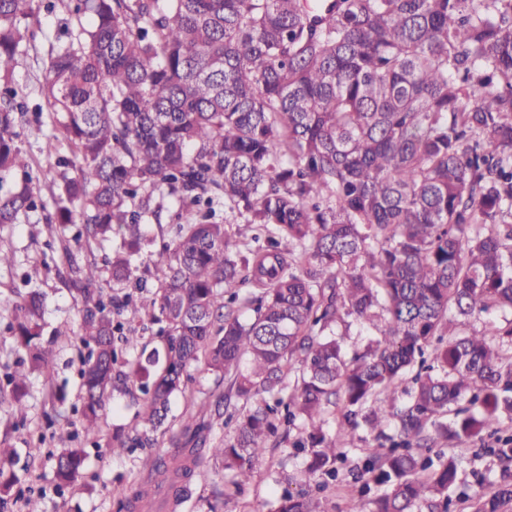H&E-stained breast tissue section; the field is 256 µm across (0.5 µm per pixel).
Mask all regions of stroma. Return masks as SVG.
I'll list each match as a JSON object with an SVG mask.
<instances>
[{
  "label": "stroma",
  "mask_w": 512,
  "mask_h": 512,
  "mask_svg": "<svg viewBox=\"0 0 512 512\" xmlns=\"http://www.w3.org/2000/svg\"><path fill=\"white\" fill-rule=\"evenodd\" d=\"M62 12L41 14L33 24L34 38L18 57L13 79L27 97H35L43 82L48 42L62 36ZM0 250L15 255L13 267L0 268V374L14 371L19 353L5 326L19 312L30 291L43 295V339L52 351L50 366L53 383L42 374H29L21 402L0 401V448L17 451L16 462L0 458V469L15 473L23 488L20 496L0 502V512H27V498L37 500L40 512H118L120 503L134 484L151 487L152 478L143 471L142 460L150 455L170 457L171 435L185 426L213 423L217 433L231 437L234 420L217 419L213 394L227 392L228 381L218 380L204 364L190 371L185 394L172 397L168 429L159 435L156 447L131 448L112 453V434L130 428L142 410L124 389H116L110 406L102 413L99 432L85 436L82 431L81 378L79 365V304L75 294L54 274L60 254L58 241L51 238L41 213L21 216L17 223L0 224ZM356 447L348 449L336 462L335 477L308 476L304 485L318 502L321 512H352L362 505L371 512L375 498L388 492L390 483L378 475H363L369 456L378 451L377 442L365 429H358ZM512 439V423L503 422L477 443L449 441L442 453L459 460V482L452 496L455 512H466L464 495L489 487L500 474L498 450ZM66 448L84 452L82 475L68 486H58L55 456ZM306 451L293 447L291 438L277 436L267 444L264 458L256 465L251 479L235 495H227L224 463L206 459L204 474L193 487L191 498L181 512H274L279 499L289 489L286 477L304 469Z\"/></svg>",
  "instance_id": "obj_1"
}]
</instances>
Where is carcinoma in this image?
<instances>
[{
    "mask_svg": "<svg viewBox=\"0 0 512 512\" xmlns=\"http://www.w3.org/2000/svg\"><path fill=\"white\" fill-rule=\"evenodd\" d=\"M59 8L67 40L49 45L32 133L62 135L75 160L59 164L76 174H59L49 211L18 142L28 105L12 82L28 20ZM9 174L20 178L0 195V224L46 212L61 245L55 274L80 300L87 434L122 359L102 267L120 289L135 280L142 224L160 216L156 188L195 212L159 253L158 288L122 299L132 317L167 324L163 350L132 362L152 429L200 361L233 377L216 414L241 403L233 438L187 426L172 439L174 464L143 460L171 512L206 457L222 458L237 488L269 437L298 419L308 422L293 442L311 449L306 473H333L363 424L391 442L364 469L393 481L374 512H450L457 459L434 462L422 449L512 420V362L501 357L512 318L485 320L512 313V0H0ZM114 235L120 246L101 267L94 246ZM41 308L31 294L7 327L27 358L0 397L20 401L28 371L53 378ZM352 320L369 339L350 353ZM470 321L483 329L454 330ZM464 400L465 415L448 421ZM334 408L330 436L316 421ZM151 443L133 426L112 452ZM82 463L78 448L60 453L57 480L76 482ZM468 501L470 512H507L512 474ZM275 512L318 510L300 491Z\"/></svg>",
    "mask_w": 512,
    "mask_h": 512,
    "instance_id": "1",
    "label": "carcinoma"
}]
</instances>
